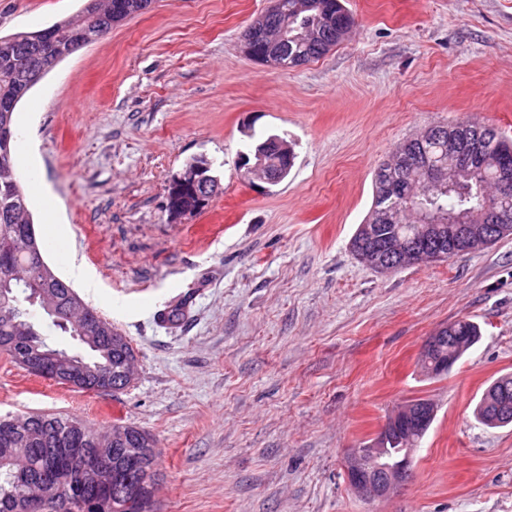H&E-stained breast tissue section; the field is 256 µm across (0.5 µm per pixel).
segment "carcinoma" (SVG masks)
Segmentation results:
<instances>
[{
	"label": "carcinoma",
	"mask_w": 512,
	"mask_h": 512,
	"mask_svg": "<svg viewBox=\"0 0 512 512\" xmlns=\"http://www.w3.org/2000/svg\"><path fill=\"white\" fill-rule=\"evenodd\" d=\"M153 0H86L77 15L54 22L34 32L0 36V290L8 289L5 309H0V354L22 368L24 355L10 345L20 335L19 327L29 328L42 348L50 345L30 320L23 303L31 289L51 291L63 305L77 300L83 315L73 317L62 310L51 317L53 325L72 336H108L107 345L94 352L88 365L96 374L73 378L59 368L48 379L81 391L117 392L127 388L128 363L136 360L135 351L112 321L82 301L74 289L45 261L35 225L22 187L14 156V122L18 104L32 89L29 75H45L63 58L90 44L125 19L147 10ZM354 25L352 15L341 0H277L243 34L251 57L259 62L268 56L282 59L284 68H296L325 55L345 38ZM463 138L478 137L490 159L483 170L460 174L440 190L430 187L425 172L406 164L409 156L433 164L448 154V134ZM401 160L382 163L375 172V205L367 219L380 223L381 210L391 212L392 222L383 224L377 234L412 241L420 227L407 215L411 198L422 201L432 214L446 220L460 219L478 224L474 214L486 206L509 212L512 225V192L494 188L493 174L501 164L512 165V140L494 128L471 121L439 124L412 137L399 147ZM168 193L175 196V209L192 213L206 206V198L190 185L174 180ZM456 359L472 348L481 336L479 326L469 319L449 324ZM512 410V381L506 386L491 385L477 405V418L497 427L496 408L502 404ZM410 444L404 433H392L377 441L379 451L365 460L373 470L380 464L398 463ZM121 477L134 488L126 492L108 484L102 473ZM53 480L59 489L53 501L29 499L31 483ZM160 480L158 449L154 437L116 418L112 426L95 429L75 415L29 413L0 417V512H154L155 489Z\"/></svg>",
	"instance_id": "cac0c4a2"
}]
</instances>
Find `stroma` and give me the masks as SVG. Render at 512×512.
I'll use <instances>...</instances> for the list:
<instances>
[{
	"instance_id": "stroma-1",
	"label": "stroma",
	"mask_w": 512,
	"mask_h": 512,
	"mask_svg": "<svg viewBox=\"0 0 512 512\" xmlns=\"http://www.w3.org/2000/svg\"><path fill=\"white\" fill-rule=\"evenodd\" d=\"M272 0H153L64 58L22 99L62 245L96 282L82 298L131 341V385L92 393L0 355V414L122 418L161 450L157 512H512V425L474 416L512 374V236L379 273L351 239L399 143L474 120L512 138V0H345L355 24L296 69L251 60L242 35ZM82 0H0V36ZM291 145L290 175L254 186L252 139ZM205 158L218 180L178 218L168 187ZM182 305L176 323L160 313ZM480 341L431 379L426 340L460 318ZM436 418L412 476L352 492L344 457L405 400Z\"/></svg>"
}]
</instances>
